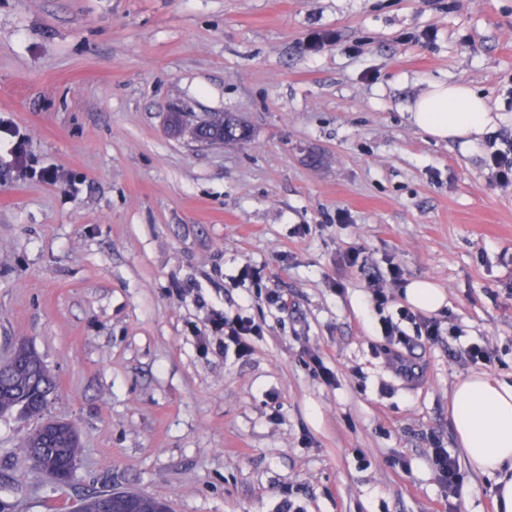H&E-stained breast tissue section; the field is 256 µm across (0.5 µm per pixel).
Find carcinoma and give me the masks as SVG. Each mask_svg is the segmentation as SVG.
Listing matches in <instances>:
<instances>
[{"instance_id":"carcinoma-1","label":"carcinoma","mask_w":512,"mask_h":512,"mask_svg":"<svg viewBox=\"0 0 512 512\" xmlns=\"http://www.w3.org/2000/svg\"><path fill=\"white\" fill-rule=\"evenodd\" d=\"M168 125L175 133L187 132L188 126L192 125L190 113H170ZM210 136L239 140L245 137V133L234 119L226 116L224 123L210 129ZM53 389V380L39 357L25 344H20L13 365L0 372V416L17 408L31 417L40 416ZM79 451L76 430L60 420L51 422L45 433L39 426L34 428L24 444L25 456L33 468L38 471L50 469L53 483L60 487L71 484L77 470ZM75 512H132L131 500L123 492L93 493L79 501Z\"/></svg>"}]
</instances>
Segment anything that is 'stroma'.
<instances>
[{
  "label": "stroma",
  "instance_id": "35a3bbf8",
  "mask_svg": "<svg viewBox=\"0 0 512 512\" xmlns=\"http://www.w3.org/2000/svg\"><path fill=\"white\" fill-rule=\"evenodd\" d=\"M314 32L335 38L311 52ZM431 81L482 91L494 128L420 131ZM176 106L248 137L170 136ZM509 149L512 0H0V361L27 342L81 442L60 487L24 457L32 420L0 417L5 512L112 489L172 512H495L448 405L469 374L512 383V184L488 165ZM393 264L446 288L437 340L400 289L372 300ZM238 315L262 329L242 359L214 328ZM428 461L438 472L442 482L448 488V493L457 494L462 477L456 459L448 454L447 449L437 447L433 448Z\"/></svg>",
  "mask_w": 512,
  "mask_h": 512
}]
</instances>
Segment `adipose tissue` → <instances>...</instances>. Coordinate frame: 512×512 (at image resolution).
I'll return each mask as SVG.
<instances>
[{
  "label": "adipose tissue",
  "instance_id": "obj_1",
  "mask_svg": "<svg viewBox=\"0 0 512 512\" xmlns=\"http://www.w3.org/2000/svg\"><path fill=\"white\" fill-rule=\"evenodd\" d=\"M411 119L435 139L470 143L494 122L486 99L468 84L439 82L416 99ZM449 414L471 470L494 482L495 512H512V384L471 374L456 384Z\"/></svg>",
  "mask_w": 512,
  "mask_h": 512
}]
</instances>
